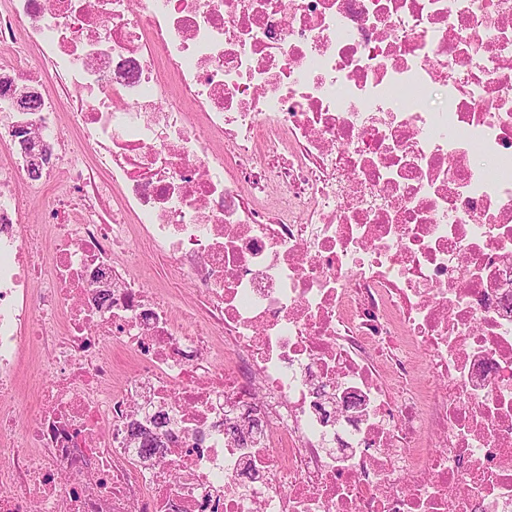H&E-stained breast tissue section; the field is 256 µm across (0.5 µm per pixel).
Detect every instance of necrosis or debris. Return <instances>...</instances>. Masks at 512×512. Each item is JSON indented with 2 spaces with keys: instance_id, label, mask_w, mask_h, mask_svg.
<instances>
[{
  "instance_id": "necrosis-or-debris-1",
  "label": "necrosis or debris",
  "mask_w": 512,
  "mask_h": 512,
  "mask_svg": "<svg viewBox=\"0 0 512 512\" xmlns=\"http://www.w3.org/2000/svg\"><path fill=\"white\" fill-rule=\"evenodd\" d=\"M50 73L0 512H512V0H5L0 82Z\"/></svg>"
}]
</instances>
